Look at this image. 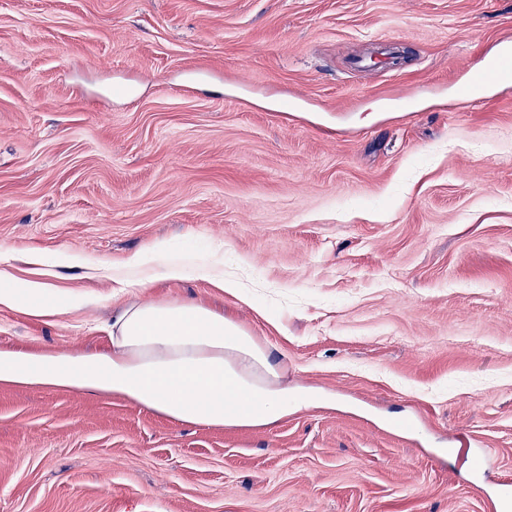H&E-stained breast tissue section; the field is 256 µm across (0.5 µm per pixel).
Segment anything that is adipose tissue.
<instances>
[{
	"label": "adipose tissue",
	"mask_w": 512,
	"mask_h": 512,
	"mask_svg": "<svg viewBox=\"0 0 512 512\" xmlns=\"http://www.w3.org/2000/svg\"><path fill=\"white\" fill-rule=\"evenodd\" d=\"M167 279L188 271L237 295L241 282L215 266L191 267L188 260L157 247ZM0 307L24 308L43 317L65 307L40 285L15 287L0 272ZM112 352L59 362L0 350V380L91 388L117 394L186 424L270 426L302 406L307 397L275 380L269 353L236 323L185 298L170 303L133 302L115 309L108 326Z\"/></svg>",
	"instance_id": "1"
}]
</instances>
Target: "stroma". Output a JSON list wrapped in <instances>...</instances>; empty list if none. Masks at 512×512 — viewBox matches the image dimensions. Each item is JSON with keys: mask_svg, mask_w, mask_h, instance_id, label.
<instances>
[{"mask_svg": "<svg viewBox=\"0 0 512 512\" xmlns=\"http://www.w3.org/2000/svg\"><path fill=\"white\" fill-rule=\"evenodd\" d=\"M507 33L512 0H0V270L88 302L0 308V349L105 353L116 306L193 298L319 396L223 428L0 382V512H495L512 71L479 70ZM160 243L242 296L165 278ZM216 267L213 265L198 266L195 274L201 278L209 279L211 283L225 293L236 296L241 288H244L241 282L235 277L226 276L224 273H216Z\"/></svg>", "mask_w": 512, "mask_h": 512, "instance_id": "obj_1", "label": "stroma"}]
</instances>
